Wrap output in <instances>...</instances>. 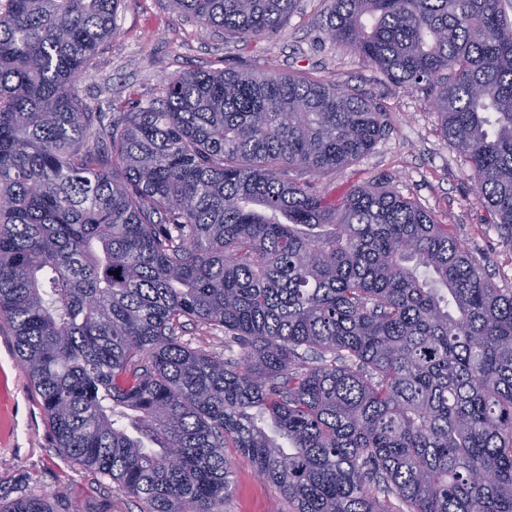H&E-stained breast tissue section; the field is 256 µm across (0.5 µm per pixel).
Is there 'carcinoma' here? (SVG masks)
I'll return each mask as SVG.
<instances>
[{
	"mask_svg": "<svg viewBox=\"0 0 512 512\" xmlns=\"http://www.w3.org/2000/svg\"><path fill=\"white\" fill-rule=\"evenodd\" d=\"M118 2L0 0V318L58 448L144 512H224L226 448L293 512H512V289L410 198L287 179L357 160L382 113L229 70L95 112L74 82ZM172 4L248 42L296 0ZM328 34L434 92L512 249V0H331ZM178 336L191 347L204 349L217 354L230 355L224 352V332L210 329L205 325H187L178 332Z\"/></svg>",
	"mask_w": 512,
	"mask_h": 512,
	"instance_id": "obj_1",
	"label": "carcinoma"
}]
</instances>
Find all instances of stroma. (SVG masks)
<instances>
[{"label": "stroma", "mask_w": 512, "mask_h": 512, "mask_svg": "<svg viewBox=\"0 0 512 512\" xmlns=\"http://www.w3.org/2000/svg\"><path fill=\"white\" fill-rule=\"evenodd\" d=\"M329 9L330 0H298L280 31L245 43L176 12L171 0H120L118 34L75 90L84 103L107 112L116 100L134 106L158 97L166 79L188 70L304 72L336 82L382 112L384 130L369 152L322 176L320 187L338 198L370 181L416 200L484 264L498 287L512 288V250L489 224L469 165L440 132L433 92L400 87L338 47L327 34ZM225 454L233 462V489L224 512H289L279 490L236 449ZM43 492L56 493L60 506L72 504L79 512L143 508L58 448L41 399L18 364L12 331L0 320V496Z\"/></svg>", "instance_id": "35a3bbf8"}]
</instances>
